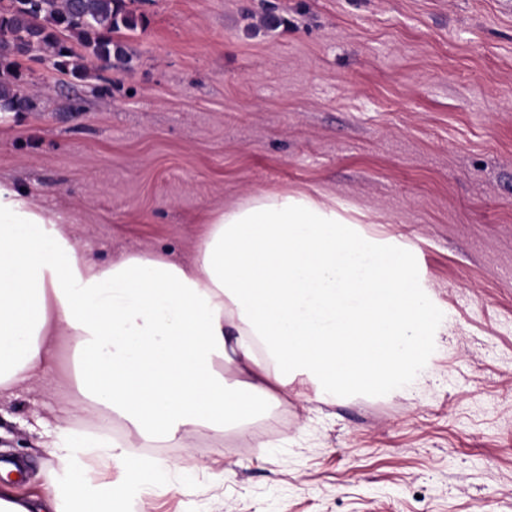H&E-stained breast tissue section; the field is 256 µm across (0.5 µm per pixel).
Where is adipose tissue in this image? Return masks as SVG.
Wrapping results in <instances>:
<instances>
[{"instance_id": "1", "label": "adipose tissue", "mask_w": 512, "mask_h": 512, "mask_svg": "<svg viewBox=\"0 0 512 512\" xmlns=\"http://www.w3.org/2000/svg\"><path fill=\"white\" fill-rule=\"evenodd\" d=\"M189 260L78 250L63 220L0 182V398L68 347L56 386L123 421L141 447L223 435L279 401L291 378L336 398L402 384L431 346L435 315L399 246L355 232L308 195L260 196L209 212ZM69 461L40 501L0 486V512H126L123 489L91 488L78 453L112 460L111 434L46 428Z\"/></svg>"}]
</instances>
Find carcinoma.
<instances>
[{
    "label": "carcinoma",
    "mask_w": 512,
    "mask_h": 512,
    "mask_svg": "<svg viewBox=\"0 0 512 512\" xmlns=\"http://www.w3.org/2000/svg\"><path fill=\"white\" fill-rule=\"evenodd\" d=\"M123 27L130 29L134 23L122 0H0V64L6 61L18 69L22 60L50 47L55 67L84 76L88 68L73 60L66 45V36L74 35L89 58L105 66L115 60L129 68L132 57L114 40ZM29 104L28 97L0 80L1 110L23 112Z\"/></svg>",
    "instance_id": "obj_1"
}]
</instances>
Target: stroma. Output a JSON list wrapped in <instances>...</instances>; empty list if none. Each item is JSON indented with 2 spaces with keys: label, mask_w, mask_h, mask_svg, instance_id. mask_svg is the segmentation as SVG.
Here are the masks:
<instances>
[{
  "label": "stroma",
  "mask_w": 512,
  "mask_h": 512,
  "mask_svg": "<svg viewBox=\"0 0 512 512\" xmlns=\"http://www.w3.org/2000/svg\"><path fill=\"white\" fill-rule=\"evenodd\" d=\"M133 68L6 73L0 180L101 263L187 259L204 216L270 193L349 205L419 267L437 339L411 386L318 398L300 377L216 437L152 454L141 491L83 456L129 512H512V7L504 0H124ZM49 369L0 401V462L43 496L65 465L39 420ZM265 450H258V443ZM30 100L14 92L9 83L0 80V109L5 112H23L29 109Z\"/></svg>",
  "instance_id": "stroma-1"
}]
</instances>
